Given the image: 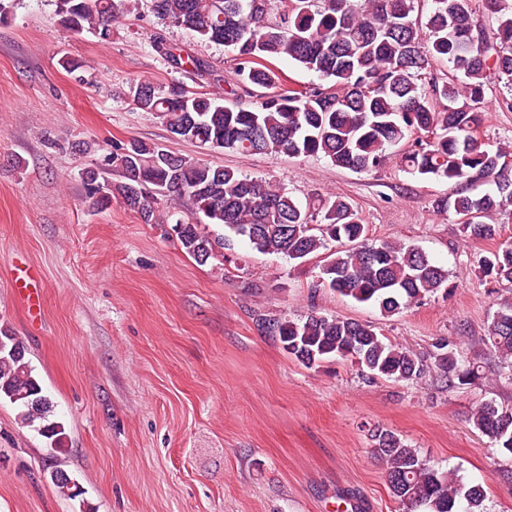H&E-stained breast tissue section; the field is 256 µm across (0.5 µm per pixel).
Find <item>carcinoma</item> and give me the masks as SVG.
Returning a JSON list of instances; mask_svg holds the SVG:
<instances>
[{"mask_svg":"<svg viewBox=\"0 0 512 512\" xmlns=\"http://www.w3.org/2000/svg\"><path fill=\"white\" fill-rule=\"evenodd\" d=\"M416 0H153L162 19L222 45L234 54L243 87L271 90L260 105L230 108L208 93L186 92L136 79L128 96L144 112L161 119L177 138L207 150L275 153L291 157L323 155L335 166L373 172L390 150L411 138L402 161L408 172L460 184L488 183L496 190L476 197L463 192L436 201L453 211L465 237L496 243L482 263L486 271L512 282V241H500L503 226L486 221L512 204V170L507 152L489 148L479 136L482 113L473 104L484 97L490 72L512 85V0H486L496 15L495 32L474 19L472 0H432L426 22L413 17ZM137 0H59L60 23L70 34L93 31L112 37V21L136 8ZM288 59L314 72L323 83L283 88L273 61ZM445 60L461 76L436 79L431 61ZM139 140L112 147L101 163L82 173L86 195L103 210L100 191L120 197L146 224H158L156 197L173 193L190 201V215L176 219L181 249L204 264L218 258L224 236L199 231L195 216L246 239L264 254H283L304 263L324 249L320 285L386 316L402 312L448 287V271L422 249L398 242L376 244L350 202L320 201L317 212L270 182L199 158L176 155ZM120 181L112 182V175ZM495 310L483 341L512 381V297L493 299ZM261 325L307 368L333 357H353L370 374L416 382L428 365L413 351L387 340L362 322L311 312L303 317L263 318ZM447 344L437 345L433 365L460 386L480 378ZM27 347L0 328V400L19 409L22 425L57 450L64 426L51 420L53 403L26 358ZM474 429L504 454L512 455V411L489 401L469 415ZM372 454L383 465L387 487L408 512H483L486 492L461 487L449 472L429 463L393 431H372ZM62 496L82 495L78 481L51 477Z\"/></svg>","mask_w":512,"mask_h":512,"instance_id":"cac0c4a2","label":"carcinoma"}]
</instances>
